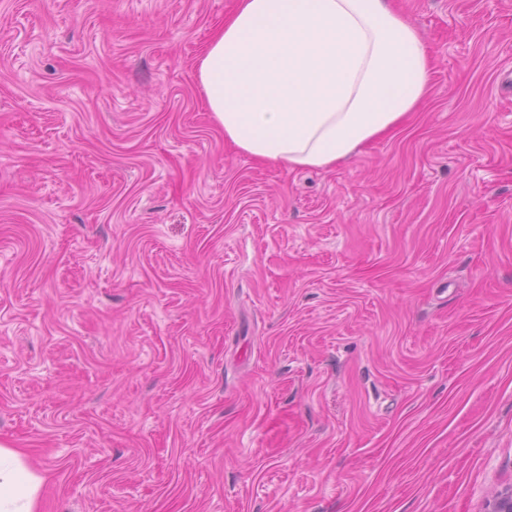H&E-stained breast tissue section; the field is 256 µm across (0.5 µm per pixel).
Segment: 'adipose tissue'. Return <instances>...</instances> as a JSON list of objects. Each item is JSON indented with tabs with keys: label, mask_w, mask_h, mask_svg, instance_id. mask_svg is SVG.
<instances>
[{
	"label": "adipose tissue",
	"mask_w": 512,
	"mask_h": 512,
	"mask_svg": "<svg viewBox=\"0 0 512 512\" xmlns=\"http://www.w3.org/2000/svg\"><path fill=\"white\" fill-rule=\"evenodd\" d=\"M197 74L238 151L330 168L416 110L431 64L387 0H238ZM42 486L20 451L0 445V512H36Z\"/></svg>",
	"instance_id": "1"
}]
</instances>
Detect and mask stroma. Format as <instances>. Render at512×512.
<instances>
[{"instance_id": "35a3bbf8", "label": "stroma", "mask_w": 512, "mask_h": 512, "mask_svg": "<svg viewBox=\"0 0 512 512\" xmlns=\"http://www.w3.org/2000/svg\"><path fill=\"white\" fill-rule=\"evenodd\" d=\"M237 0H0V444L38 512H485L512 487V0L329 169L224 140Z\"/></svg>"}]
</instances>
